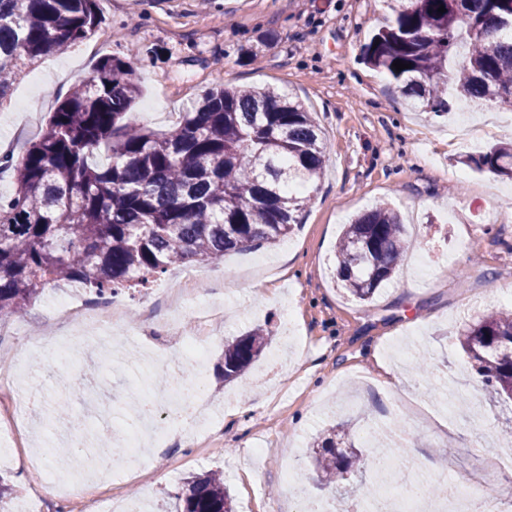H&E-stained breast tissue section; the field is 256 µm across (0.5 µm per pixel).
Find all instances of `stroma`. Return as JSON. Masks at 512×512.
<instances>
[{
    "instance_id": "obj_1",
    "label": "stroma",
    "mask_w": 512,
    "mask_h": 512,
    "mask_svg": "<svg viewBox=\"0 0 512 512\" xmlns=\"http://www.w3.org/2000/svg\"><path fill=\"white\" fill-rule=\"evenodd\" d=\"M99 8L104 22L94 34L43 57L0 105V147L17 152L40 137L57 99L101 56L127 54L142 88L127 122L164 133L208 88L273 86L312 113L325 134V163L290 239L201 265L199 287L224 301L206 364V391L219 411L212 448L188 447L165 424L142 473L98 480L87 449L77 448L61 478L147 501L148 512H176L173 491L183 478L214 470L223 472L235 512H296L285 457L306 472L311 438L349 420L362 439L385 435L415 478L428 480L431 461L440 475L481 477L492 493L512 486V459L494 455L512 441V404L490 401L455 340L464 321L512 308L504 297L512 288V180L490 182L461 162L511 142L512 112L485 117L468 104L445 117L405 110L397 85L361 61L390 14L386 0H99ZM268 29L278 40L264 47L258 37ZM379 200L401 213L408 238L395 277L363 304L338 284L333 258L344 224ZM488 204L497 212L492 224L483 221ZM187 270L176 265L121 292L134 355L170 356L195 335L190 312L171 330L169 310L155 302L159 289L186 287ZM83 292L66 283L45 289L24 316L0 320L11 330L0 344L50 332L52 298ZM264 322L271 345L241 382L223 383L224 340ZM422 356L431 364L426 378L414 369ZM96 376L121 413L148 382L105 366ZM256 446L266 450L257 461L249 456ZM228 459L238 461L236 471H225ZM374 483L364 468L340 487L311 480L304 491L332 508L363 505Z\"/></svg>"
}]
</instances>
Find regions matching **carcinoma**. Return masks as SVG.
<instances>
[{
	"instance_id": "1",
	"label": "carcinoma",
	"mask_w": 512,
	"mask_h": 512,
	"mask_svg": "<svg viewBox=\"0 0 512 512\" xmlns=\"http://www.w3.org/2000/svg\"><path fill=\"white\" fill-rule=\"evenodd\" d=\"M390 9L362 60L398 85L409 108L422 102L444 115L453 98L512 108V0H391ZM102 23L97 0H0V102L44 56ZM396 60L411 67L398 72ZM138 93L130 59L105 56L21 159L0 156V174L14 180L0 196V319L27 312L48 286L114 295L176 263L276 244L300 224L307 198L298 192L319 178L324 143L299 102L273 87L219 85L159 135L125 121ZM102 148L107 163L94 160ZM467 161L512 178V144ZM402 234L385 203L347 225L336 262L350 295L368 301L392 277ZM455 336L491 398L512 401V311L492 310ZM267 345L261 327L225 343L224 381L240 379ZM311 458L338 484L358 449L337 424L313 439ZM175 499L181 512H235L219 471L183 479Z\"/></svg>"
}]
</instances>
